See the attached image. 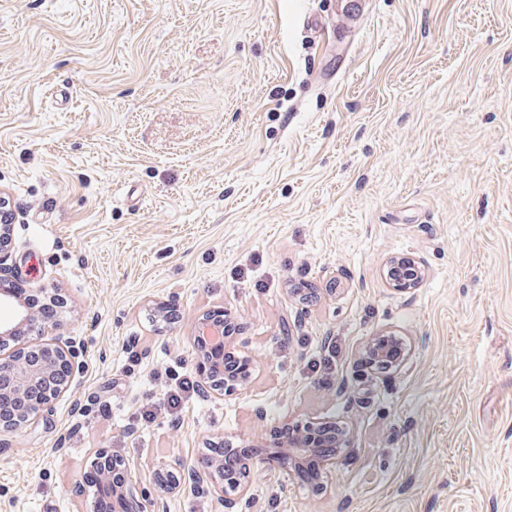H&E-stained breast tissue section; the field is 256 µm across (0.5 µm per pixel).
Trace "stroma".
Returning a JSON list of instances; mask_svg holds the SVG:
<instances>
[{
  "instance_id": "1",
  "label": "stroma",
  "mask_w": 512,
  "mask_h": 512,
  "mask_svg": "<svg viewBox=\"0 0 512 512\" xmlns=\"http://www.w3.org/2000/svg\"><path fill=\"white\" fill-rule=\"evenodd\" d=\"M0 190V278L87 346L0 435V512H91L101 450L148 476L311 417L350 433L331 487L258 471L252 512H512V0H0ZM202 310L249 389L144 422ZM381 331L410 353L377 376ZM387 282L398 290H407L417 287L425 277L422 264L411 257L392 256L386 269ZM364 361L376 374L398 371L406 364L408 351L403 340L393 332L383 331L370 336L361 348Z\"/></svg>"
}]
</instances>
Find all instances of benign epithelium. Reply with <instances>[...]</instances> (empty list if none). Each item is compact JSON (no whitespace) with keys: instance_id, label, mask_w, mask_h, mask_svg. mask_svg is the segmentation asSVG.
<instances>
[{"instance_id":"benign-epithelium-1","label":"benign epithelium","mask_w":512,"mask_h":512,"mask_svg":"<svg viewBox=\"0 0 512 512\" xmlns=\"http://www.w3.org/2000/svg\"><path fill=\"white\" fill-rule=\"evenodd\" d=\"M425 270L422 264L411 257L396 255L390 258L386 269L387 282L398 290L412 289L422 283ZM0 305L13 309L10 319L0 321V351L8 354L0 356V387L19 398H29L33 391L41 394L36 406L29 412L22 411L14 417H0V433L16 431L32 423L39 412L57 399L63 385L56 379L60 369L70 375L83 370L85 347L74 336L58 337L52 343H35L34 336L44 335L45 326L39 323L34 309L20 300L9 288L0 289ZM192 348L199 360L208 357V352L219 345H228L224 320L205 310L194 318L190 336ZM364 361L377 374L398 371L406 364L408 351L403 340L393 332L383 331L369 337L361 348ZM250 380L243 376H231L223 372V367L214 361L202 370L201 393L226 398L245 391ZM325 421L310 418L304 423L305 430L283 442H276L273 448L257 459H248L241 464L240 473L224 471L221 458L198 459L197 465L190 468L175 464L157 471L150 480V488H140L141 480L136 465L118 455L111 457L110 469L123 477L120 486L112 484L106 476H101V491L113 496L119 504L130 500L137 506L136 512H160V504L170 497L184 494L207 492L224 508L231 510L237 502L246 498L249 491L251 472L258 467L265 468L283 485L296 481L299 471L307 468L317 457L321 448L315 441L313 431ZM349 446V434L342 431L336 445L337 453L322 460L315 478L317 488L325 490L330 482L337 455Z\"/></svg>"}]
</instances>
